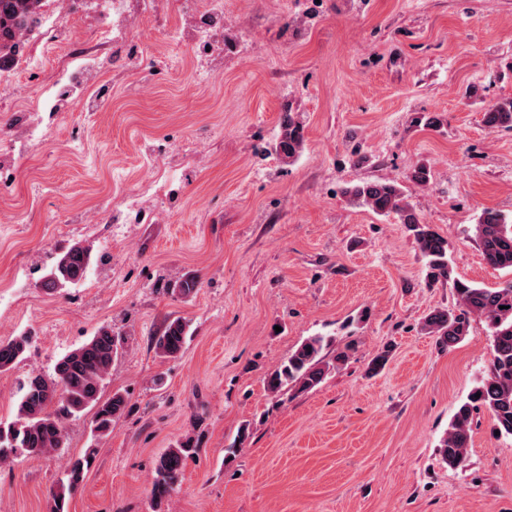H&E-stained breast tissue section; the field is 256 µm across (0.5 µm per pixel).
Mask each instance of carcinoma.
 <instances>
[{
  "instance_id": "carcinoma-1",
  "label": "carcinoma",
  "mask_w": 512,
  "mask_h": 512,
  "mask_svg": "<svg viewBox=\"0 0 512 512\" xmlns=\"http://www.w3.org/2000/svg\"><path fill=\"white\" fill-rule=\"evenodd\" d=\"M40 0H0V50L14 38L15 32L33 19ZM487 128H512V100L490 105L483 115ZM304 146V127L295 113L284 112L280 118L275 152L285 158L297 157ZM343 196L365 206L377 215L392 216L413 237L425 262L428 283L448 280V240L431 224L424 223L410 200L408 190L391 181H374L346 187ZM475 241L486 262L512 272V217L485 209L474 225ZM93 264L89 248L76 242L58 253L55 264L46 272L42 286L62 289L84 280ZM460 309L437 307L423 322L426 333L440 338L452 347L467 335L470 318L484 319L491 336V358L486 374L467 400L462 402L441 440L443 463L454 468L465 460L469 445L473 412L488 411L500 433L512 436V280L497 288H486L472 282L454 281ZM189 325L176 318L154 338L156 353L166 359L178 357L185 345ZM333 342L330 336H312L303 341L286 360L266 378L267 389L279 393L288 388L306 391L322 382L329 370L323 352ZM29 344L26 335L0 342V373L15 367ZM119 352L114 332L100 328L89 340L58 360L53 374L45 381L35 374L19 383L16 418L0 421V464L14 455L50 454L64 447V422L92 413V435L95 438L112 433V422L128 407L125 396L115 392L100 396L102 384L112 369ZM199 439L188 437L159 457L151 487L153 512H167L171 493L179 485L187 459L198 451ZM96 449L89 448L74 459L55 487L50 491L52 512H68L71 496L84 484L89 460Z\"/></svg>"
}]
</instances>
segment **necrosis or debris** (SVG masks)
<instances>
[{
    "mask_svg": "<svg viewBox=\"0 0 512 512\" xmlns=\"http://www.w3.org/2000/svg\"><path fill=\"white\" fill-rule=\"evenodd\" d=\"M224 0H42L35 24L16 38L9 68L0 71V91L12 85L25 64L44 48L66 45L68 60L56 61L40 69L35 83L62 92L75 85H86L102 78L100 61L106 53H127L131 70H138L142 58L152 56L151 44L138 42L135 28L144 21L175 16L176 38L180 44L201 52L208 68L223 67L226 56L235 54L241 44L225 25ZM98 26L99 38L78 37L76 24ZM169 188L165 177H158L144 189L125 196L116 222L132 224L150 219L146 198L164 196Z\"/></svg>",
    "mask_w": 512,
    "mask_h": 512,
    "instance_id": "1",
    "label": "necrosis or debris"
}]
</instances>
